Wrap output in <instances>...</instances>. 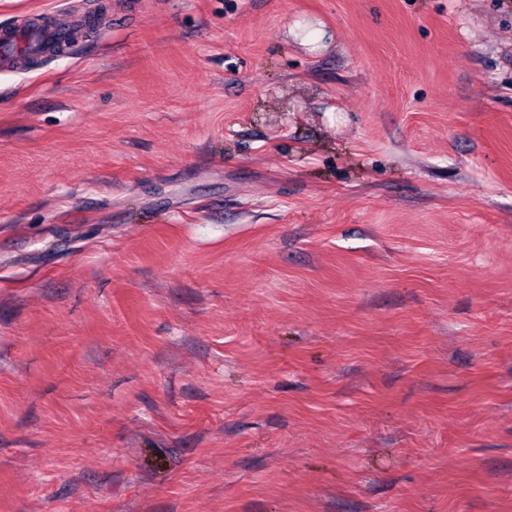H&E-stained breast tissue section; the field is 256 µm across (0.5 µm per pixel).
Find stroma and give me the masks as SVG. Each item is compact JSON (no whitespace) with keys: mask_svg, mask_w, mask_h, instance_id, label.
<instances>
[{"mask_svg":"<svg viewBox=\"0 0 512 512\" xmlns=\"http://www.w3.org/2000/svg\"><path fill=\"white\" fill-rule=\"evenodd\" d=\"M83 2L0 73V512H512V0Z\"/></svg>","mask_w":512,"mask_h":512,"instance_id":"stroma-1","label":"stroma"}]
</instances>
